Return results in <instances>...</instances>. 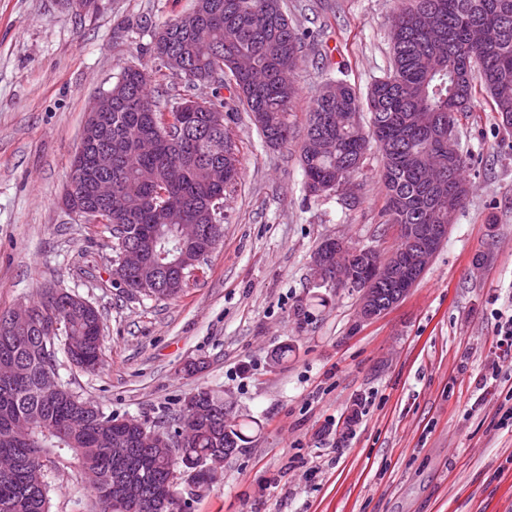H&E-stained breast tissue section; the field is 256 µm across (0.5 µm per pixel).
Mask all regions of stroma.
<instances>
[{"label": "stroma", "mask_w": 512, "mask_h": 512, "mask_svg": "<svg viewBox=\"0 0 512 512\" xmlns=\"http://www.w3.org/2000/svg\"><path fill=\"white\" fill-rule=\"evenodd\" d=\"M193 3L98 0L79 11L68 0H0V311L49 285L93 304L101 367L64 360L58 373L104 412L152 423L195 388L223 391L251 442L189 512H512V424L500 411L512 361L479 384L496 358L494 314L512 308V131L485 100L463 120L465 207L402 301L359 321L358 292L318 285L311 260L327 238L395 250L381 157L367 152L350 207L333 193L306 197L300 149L329 80L363 97L389 72L400 0H283L308 37L292 136L278 147L232 82H187L151 53L155 30ZM130 65L168 102L224 106L240 162L223 236L173 298L127 294L112 278L109 226L61 204L86 116ZM283 345L288 359L275 363ZM195 359L205 369L184 375ZM47 480L50 512H98L76 463Z\"/></svg>", "instance_id": "35a3bbf8"}]
</instances>
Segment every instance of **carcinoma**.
<instances>
[{
    "label": "carcinoma",
    "instance_id": "cac0c4a2",
    "mask_svg": "<svg viewBox=\"0 0 512 512\" xmlns=\"http://www.w3.org/2000/svg\"><path fill=\"white\" fill-rule=\"evenodd\" d=\"M422 14L432 17L445 35L443 59L433 61L430 40L419 31ZM392 66L367 95L371 114L368 139L360 128L362 102L343 81L326 85L309 112L307 133L324 136V148L301 147L305 191L318 197L336 190L337 176L357 174L365 153L381 155L380 177L387 196L390 224H451L467 198L455 189L467 184L469 157L459 153L437 181L425 178L427 153L437 137L458 135L459 117L476 111L477 87L491 99L502 127L512 128V0H410L393 13ZM165 41L152 43L154 57L172 74L189 82L200 77L224 82L229 73L239 102L255 115H266L259 127L265 141L283 145L291 137L290 104L295 83L282 84L278 72L302 62L305 37L288 21L281 0H195L187 14L163 27ZM240 54L267 71V81L253 84L237 74L231 60ZM180 58V68L170 59ZM151 74L134 66L123 70L112 87V111L86 141L88 155L112 152L111 211L113 249L153 245V260H172L181 250L176 224L199 210L211 191L206 163L221 152L224 162L239 160L224 121L203 117L186 126L165 125L177 117L176 106H160L149 91ZM157 121L159 151L139 152L145 114ZM154 169L156 188L139 183L140 167ZM73 294L45 288L29 304L24 328L4 323L0 313V457L13 468L0 472V512H49L45 472L50 463L76 460L91 470V493L100 512H113L118 484L142 481L148 512H188L185 494L203 489L219 477L227 449L242 448L248 436L231 420L224 394L199 387L180 403L175 415L160 421L178 438L173 448H157L141 439L148 423L105 413L60 381L58 353L84 371L98 369L103 327L96 307L77 308ZM187 476L190 491L178 488L176 473Z\"/></svg>",
    "mask_w": 512,
    "mask_h": 512
}]
</instances>
